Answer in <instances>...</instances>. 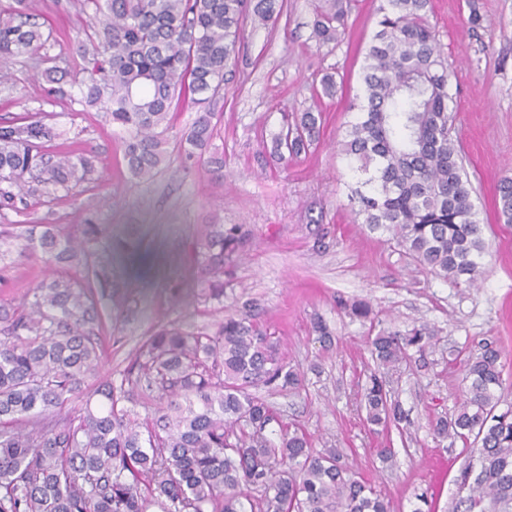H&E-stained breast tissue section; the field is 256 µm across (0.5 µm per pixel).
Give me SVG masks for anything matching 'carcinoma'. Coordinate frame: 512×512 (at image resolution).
I'll return each instance as SVG.
<instances>
[{"mask_svg":"<svg viewBox=\"0 0 512 512\" xmlns=\"http://www.w3.org/2000/svg\"><path fill=\"white\" fill-rule=\"evenodd\" d=\"M350 0H322L312 34L322 44L348 30ZM35 0H11L0 22V58L29 54L43 38ZM279 0H83L93 34L78 44L69 73L44 70L49 84L70 79L74 103L105 110L124 133L129 173L151 178L173 128V102L199 107L182 134L185 154L201 155L217 133L206 104L224 82L247 20L262 25ZM431 0H382L364 52L362 93L341 143L366 178L352 190L356 216L384 229L422 265L453 283L473 284L484 242L460 140L452 135L448 61L430 22ZM322 113L286 120L275 138L279 159L308 150ZM59 137L41 116L0 119V207L23 198L25 176L55 188L88 179L92 157L47 156ZM498 219L512 224V177L500 180ZM241 224H204L189 263L203 287L198 299L221 303L224 273L240 258ZM133 230L112 238L104 224L76 236L53 224L0 226V248L38 252L46 264L81 268L0 304V512H392L361 480L340 448L313 447L302 429L270 425L276 415L262 392L301 388L269 327L251 302L213 332L160 325L127 366L97 387L102 353L90 324L121 287L109 252H135ZM431 337L414 328L381 331L370 341L377 366L424 355ZM502 351L485 344L464 361L469 385L449 417L431 422L438 438L462 441L468 460L457 479L452 512H512V405L497 412ZM81 402L73 414L64 405ZM144 409L141 416L135 407ZM366 421L384 430L406 416L375 373L363 392Z\"/></svg>","mask_w":512,"mask_h":512,"instance_id":"1","label":"carcinoma"}]
</instances>
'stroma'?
Returning <instances> with one entry per match:
<instances>
[{
  "instance_id": "stroma-1",
  "label": "stroma",
  "mask_w": 512,
  "mask_h": 512,
  "mask_svg": "<svg viewBox=\"0 0 512 512\" xmlns=\"http://www.w3.org/2000/svg\"><path fill=\"white\" fill-rule=\"evenodd\" d=\"M318 2L284 0L274 22L246 24L232 72L211 105L221 120L210 151L224 157L223 179L211 177L205 160L186 159L173 138L159 172L139 180L125 166L121 132L100 112L81 111L68 92H50L41 76L50 67H74L76 47L91 31L88 17L78 0H38L44 43L34 55L0 59L13 83L0 90V116L46 115L60 132L53 152H90L95 174L65 190L38 188L23 212L0 210V224H58L73 232L91 221L108 225L115 237L131 225L145 235L150 270L140 274L128 259H112L126 302L102 330L101 376L125 367L158 325L210 327L242 302L256 301L284 357L305 375L299 393L270 398L283 421L300 424L316 447L343 448L347 463L391 500L393 512H449L467 451L461 441L435 440L430 423L454 411L465 389L463 361L482 343L502 350L503 378L512 385V224L498 223L496 213L497 185L512 176V0H479L485 21L476 29L467 0H433L430 15L452 68L454 126L486 245L474 288L436 276L390 234L370 231L355 217L349 194L357 176L339 142L351 118L347 99L361 91L379 0H351L349 34L329 45L311 34ZM328 73L344 84L335 97L322 98ZM306 111L323 117L317 142L279 163L274 137L284 116ZM202 224H243L250 231L226 275L232 292L220 304L177 301L165 290ZM66 270L7 255L0 275L11 285L0 288V302L20 300L46 274ZM360 300L371 309L369 319L346 309ZM317 317L332 333L331 346L312 329ZM422 327L434 338L426 367L403 365L386 376L409 423L401 431H374L361 407L375 367L368 338ZM387 445L396 451L389 467L377 456Z\"/></svg>"
}]
</instances>
